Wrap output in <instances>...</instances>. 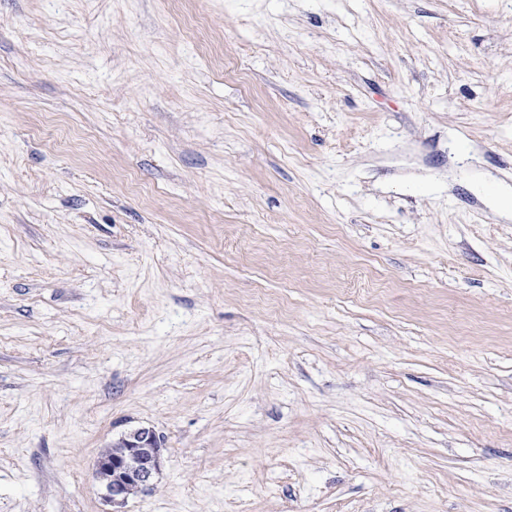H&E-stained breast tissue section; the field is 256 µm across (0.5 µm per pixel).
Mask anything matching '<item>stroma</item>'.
<instances>
[{
  "mask_svg": "<svg viewBox=\"0 0 512 512\" xmlns=\"http://www.w3.org/2000/svg\"><path fill=\"white\" fill-rule=\"evenodd\" d=\"M512 0H0V512H512ZM131 460L98 459L95 479L103 499L112 505L113 512H123L127 489L134 485L139 493L148 494L155 488V477L163 465L158 436L151 427H140L130 433Z\"/></svg>",
  "mask_w": 512,
  "mask_h": 512,
  "instance_id": "1",
  "label": "stroma"
}]
</instances>
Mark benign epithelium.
I'll list each match as a JSON object with an SVG mask.
<instances>
[{"label":"benign epithelium","instance_id":"obj_1","mask_svg":"<svg viewBox=\"0 0 512 512\" xmlns=\"http://www.w3.org/2000/svg\"><path fill=\"white\" fill-rule=\"evenodd\" d=\"M131 460H97L95 479L103 499L112 505V512H123L127 489L134 485L142 494L155 488V477L163 465L158 436L150 427H140L130 433Z\"/></svg>","mask_w":512,"mask_h":512}]
</instances>
